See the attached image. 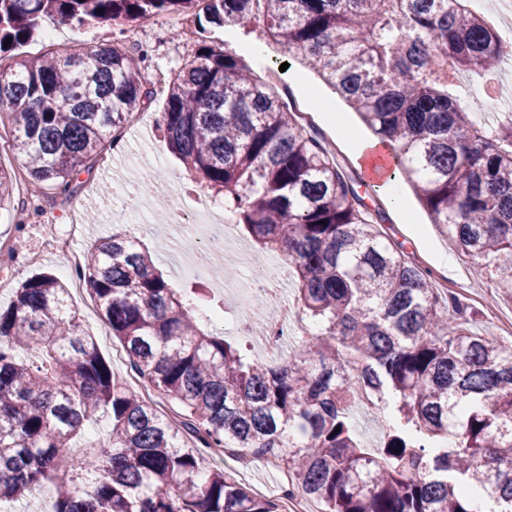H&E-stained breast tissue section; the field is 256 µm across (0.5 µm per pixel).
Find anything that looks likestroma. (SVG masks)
<instances>
[{
  "label": "stroma",
  "mask_w": 512,
  "mask_h": 512,
  "mask_svg": "<svg viewBox=\"0 0 512 512\" xmlns=\"http://www.w3.org/2000/svg\"><path fill=\"white\" fill-rule=\"evenodd\" d=\"M164 26L147 31L142 45L149 54V65L142 71L143 84H150L153 71L177 72L179 66L195 48V41L185 40L174 14L163 15ZM117 26H91L75 33L65 27L54 30L53 37L36 38L23 46L29 56H38L52 48H63L73 41L95 44H114ZM214 43L223 45L241 58L260 77L277 70L281 78L300 102L303 109L312 114L314 127L333 141L337 147L335 160L351 177L362 178L350 150L352 143L371 138L372 133L344 102H337L334 111L322 107V100L332 98V91L308 68L297 60L289 59L282 48L269 41L258 25L228 27L211 33ZM164 99L152 97L149 112L140 122L128 123L120 133L116 147L105 148L100 160L78 177L79 187L70 200L56 199L54 226L58 232H66L70 225H80L81 231L72 240L73 248L87 252L94 241L115 232H127L140 238L174 287L186 297L202 289L200 278L189 275L187 269L201 248L199 238L172 224L160 225L170 207L167 198L150 196L147 210L149 221L145 224L115 222L113 213L129 206V187L139 185L143 174L160 169L184 187L192 182L181 160L167 146L154 114L162 112ZM359 194L368 208H383L385 222L378 228L389 242L403 251L411 262L430 271L440 294L452 295L465 306L461 316L471 332L491 336L505 345H512V301L502 299L497 289L482 287V277L475 260L463 253L449 250L440 226L433 224L427 210L415 196L406 190L409 214L400 216L390 211L383 194L370 187H359ZM40 224L22 220L16 210L15 199L0 202V238L20 239L25 243V263L12 276L13 285L19 284L33 273L48 271L59 279H66L65 259L62 255L43 249L40 244ZM11 289L0 292V305H8L14 296ZM71 303L78 312L85 330L93 336L103 356L110 362L113 372L128 385L136 380L126 356L117 341L105 330L100 312L84 288H71ZM210 304L224 310L223 327L229 338L239 342L247 354L255 360H265L261 333L246 335L237 324L239 310L232 303L229 292H207ZM236 481L245 484L255 493L279 500L289 486V478L280 469L262 459H248L241 463L227 457L220 464Z\"/></svg>",
  "instance_id": "obj_1"
}]
</instances>
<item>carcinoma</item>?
Listing matches in <instances>:
<instances>
[{
	"label": "carcinoma",
	"mask_w": 512,
	"mask_h": 512,
	"mask_svg": "<svg viewBox=\"0 0 512 512\" xmlns=\"http://www.w3.org/2000/svg\"><path fill=\"white\" fill-rule=\"evenodd\" d=\"M162 13H193L203 32L261 24L390 146V170L512 300V116L476 124L448 78L451 64L490 81L507 44L468 0H0V110L31 186L74 196L149 97L147 55L18 47L44 20L79 32ZM160 128L191 179L224 195L257 258L288 263L315 330L258 363L207 329L134 237L95 243L82 286L130 369L180 410L175 424L114 377L68 288L30 276L0 305V500L53 482V512H279L205 466L222 449L275 459L324 512H512V347L472 333L456 298L390 245L324 138L204 38L167 85ZM363 398L387 416L376 455L350 418ZM97 418L108 438L77 444Z\"/></svg>",
	"instance_id": "1"
}]
</instances>
